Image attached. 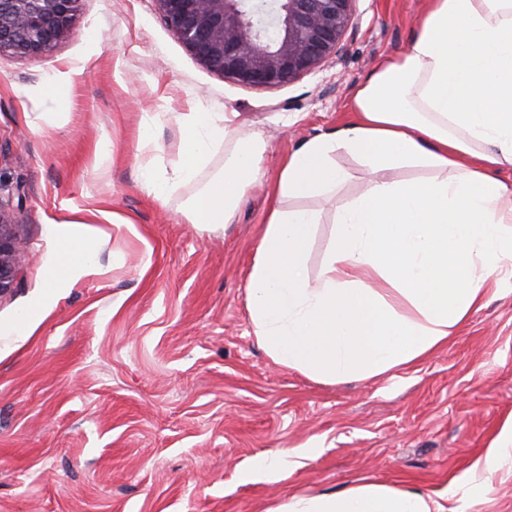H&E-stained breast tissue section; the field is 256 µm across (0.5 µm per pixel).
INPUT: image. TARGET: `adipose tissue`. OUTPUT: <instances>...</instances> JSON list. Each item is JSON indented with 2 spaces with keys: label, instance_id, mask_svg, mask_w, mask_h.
<instances>
[{
  "label": "adipose tissue",
  "instance_id": "adipose-tissue-1",
  "mask_svg": "<svg viewBox=\"0 0 512 512\" xmlns=\"http://www.w3.org/2000/svg\"><path fill=\"white\" fill-rule=\"evenodd\" d=\"M354 117L302 142L286 158L249 278L259 343L280 366L333 382L370 378L447 344L485 296L492 274L512 265V0H428L420 33L380 63L352 99ZM235 112L180 115L178 161L139 169L148 195L193 181L215 137L236 134ZM347 152L365 167V191L336 214L318 284L304 251L317 216L285 198L335 193ZM265 145L239 138L223 177L193 208L202 230L228 223L260 171ZM420 167L428 178L397 179ZM56 244L38 310L61 289L103 275L81 222L53 225ZM380 280L377 288L366 279ZM273 512H452L415 489L366 484L292 498Z\"/></svg>",
  "mask_w": 512,
  "mask_h": 512
}]
</instances>
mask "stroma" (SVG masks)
Returning <instances> with one entry per match:
<instances>
[{"instance_id": "1", "label": "stroma", "mask_w": 512, "mask_h": 512, "mask_svg": "<svg viewBox=\"0 0 512 512\" xmlns=\"http://www.w3.org/2000/svg\"><path fill=\"white\" fill-rule=\"evenodd\" d=\"M426 0H356L336 53L276 89L238 85L202 66L153 0H82L75 35L45 60L0 57V198L25 247L0 295V324L46 287L50 226L103 231V276L62 289L30 331L0 338V512H268L291 497L364 484L415 488L463 512H512V476L470 468L512 419V272L446 346L383 376L326 382L277 365L258 343L248 283L285 156L350 117L355 89L420 31ZM71 73L55 86L57 71ZM236 112L267 144L262 174L225 228L187 215L222 174L234 140L217 141L196 179L158 200L138 171L177 162V115ZM150 119L156 139L138 128ZM109 141L112 158L98 164ZM316 211L305 269L317 283L339 203ZM127 218L117 228L101 211ZM291 466L248 479L257 457Z\"/></svg>"}]
</instances>
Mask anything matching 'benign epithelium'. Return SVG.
Listing matches in <instances>:
<instances>
[{
  "instance_id": "benign-epithelium-1",
  "label": "benign epithelium",
  "mask_w": 512,
  "mask_h": 512,
  "mask_svg": "<svg viewBox=\"0 0 512 512\" xmlns=\"http://www.w3.org/2000/svg\"><path fill=\"white\" fill-rule=\"evenodd\" d=\"M80 0H0V56L46 59L75 35ZM168 29L224 79L278 88L335 54L353 23L355 0H269L265 27L254 0H154ZM15 219L0 200V295L17 278Z\"/></svg>"
}]
</instances>
